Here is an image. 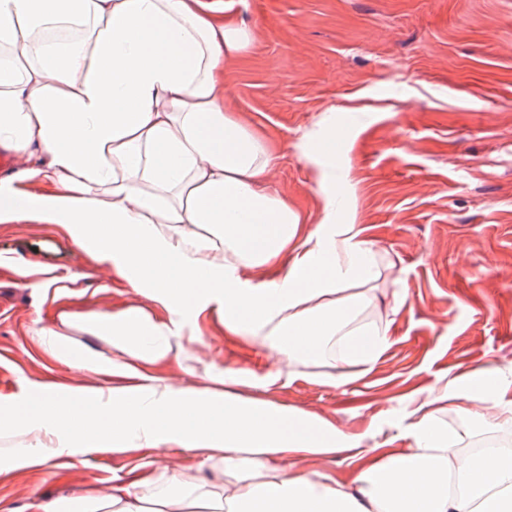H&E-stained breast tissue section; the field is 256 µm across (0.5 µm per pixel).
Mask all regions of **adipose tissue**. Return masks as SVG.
Wrapping results in <instances>:
<instances>
[{
    "mask_svg": "<svg viewBox=\"0 0 512 512\" xmlns=\"http://www.w3.org/2000/svg\"><path fill=\"white\" fill-rule=\"evenodd\" d=\"M251 42L208 0H0V147L24 162L15 182L0 184V222L33 216L62 227L109 279L164 311H63L37 329L48 357L112 383L41 384V399L7 419L25 434L10 466L87 448H198L212 472L234 479L228 495L183 483L176 500L165 492L175 475L153 459L108 494L62 495L39 512H512V444H488L471 460L456 453L477 433L512 428L499 370L445 383L441 397L462 427L438 426L419 401L411 447L388 453L319 417L230 395L223 376L196 389L149 372L179 359L183 321L203 316L267 343L278 368L331 359L339 384L388 342V323L358 319L377 300L375 250L355 220L341 221L354 202L337 197L335 172L319 163L335 137L305 149L323 196L309 223L271 187L268 136L224 100V65ZM19 180L54 190L18 209ZM74 327L110 339L113 356L75 346ZM350 448L359 467L348 483L288 465L292 454Z\"/></svg>",
    "mask_w": 512,
    "mask_h": 512,
    "instance_id": "ef3b65f1",
    "label": "adipose tissue"
}]
</instances>
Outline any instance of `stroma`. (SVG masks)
Here are the masks:
<instances>
[{"instance_id": "obj_1", "label": "stroma", "mask_w": 512, "mask_h": 512, "mask_svg": "<svg viewBox=\"0 0 512 512\" xmlns=\"http://www.w3.org/2000/svg\"><path fill=\"white\" fill-rule=\"evenodd\" d=\"M224 14L253 32L248 52L224 67V96L269 136L277 192L312 221L322 196L305 142L338 133L336 191L354 193L357 224L375 244L369 316L390 321V343L336 385L325 366L277 370L268 348L189 319L190 360L155 371L202 389L206 371L220 373L225 392L316 415L366 446L408 448L413 397L492 364L512 372V0H224ZM1 256L10 263L0 265V410L41 382L105 384L46 356L32 332L64 309L146 298L103 287L98 264L54 224L0 223ZM40 269L59 287H37ZM204 457L96 448L25 470L0 458V512L109 493L151 459L197 476ZM292 463L339 481L356 469L350 450Z\"/></svg>"}]
</instances>
